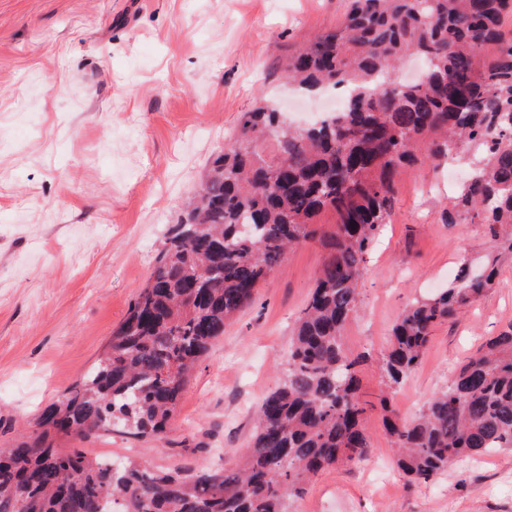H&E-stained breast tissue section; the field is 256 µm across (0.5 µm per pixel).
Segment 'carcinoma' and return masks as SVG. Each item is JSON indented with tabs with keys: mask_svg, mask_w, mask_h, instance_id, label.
<instances>
[{
	"mask_svg": "<svg viewBox=\"0 0 512 512\" xmlns=\"http://www.w3.org/2000/svg\"><path fill=\"white\" fill-rule=\"evenodd\" d=\"M512 0H347L334 28L288 49L282 70L298 89L349 90L341 112L302 129L260 104L211 161L172 225L146 285L92 370L0 448V512H287L321 471L369 448L356 362L344 327L359 304L366 257L389 223L401 169L478 154L445 222L480 215L512 252ZM409 54L420 82L390 88ZM276 144L271 157L265 142ZM325 213L335 228H314ZM319 240L326 252L297 320L283 378L257 409L240 462L157 469L61 439L117 434L163 441L190 372L249 307L288 251ZM494 269L461 270L451 287L398 317L381 368L389 387L415 370L435 326L485 295ZM399 469L430 481L462 457L512 448V325L470 358L410 421L383 418Z\"/></svg>",
	"mask_w": 512,
	"mask_h": 512,
	"instance_id": "cac0c4a2",
	"label": "carcinoma"
}]
</instances>
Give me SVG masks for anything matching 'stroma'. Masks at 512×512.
<instances>
[{"mask_svg":"<svg viewBox=\"0 0 512 512\" xmlns=\"http://www.w3.org/2000/svg\"><path fill=\"white\" fill-rule=\"evenodd\" d=\"M344 8L345 0H0L1 445L94 365L241 113L263 95L301 125L277 62L294 41L335 26ZM33 86L41 94L32 109ZM456 167L401 173L344 330L369 403L370 455L319 474L287 498L288 512H512V451L416 484L391 469L370 486L374 464L393 456L380 365L403 310L450 286L461 267H498L483 299L435 327L392 394L404 417L512 324V255L481 217L443 220L469 169ZM324 257L310 242L260 283L193 373L166 445L115 436L85 450L159 466L233 464L253 435L255 406L282 377Z\"/></svg>","mask_w":512,"mask_h":512,"instance_id":"1","label":"stroma"}]
</instances>
